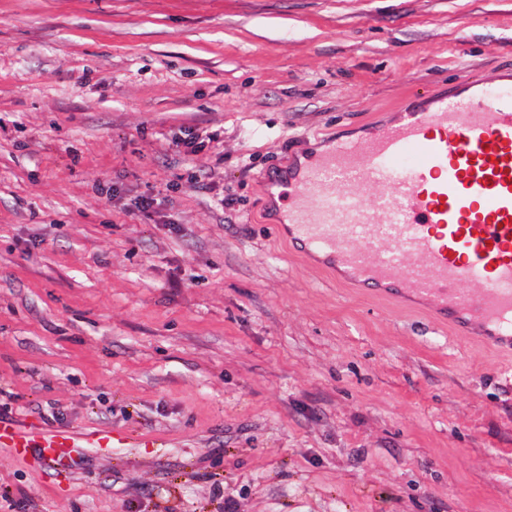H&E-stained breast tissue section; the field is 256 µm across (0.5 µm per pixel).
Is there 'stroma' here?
I'll return each instance as SVG.
<instances>
[{
    "instance_id": "35a3bbf8",
    "label": "stroma",
    "mask_w": 512,
    "mask_h": 512,
    "mask_svg": "<svg viewBox=\"0 0 512 512\" xmlns=\"http://www.w3.org/2000/svg\"><path fill=\"white\" fill-rule=\"evenodd\" d=\"M509 69L512 0H0V418L124 437L0 447V512H512V359L303 258L266 183Z\"/></svg>"
}]
</instances>
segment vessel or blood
Returning a JSON list of instances; mask_svg holds the SVG:
<instances>
[{"label":"vessel or blood","mask_w":512,"mask_h":512,"mask_svg":"<svg viewBox=\"0 0 512 512\" xmlns=\"http://www.w3.org/2000/svg\"><path fill=\"white\" fill-rule=\"evenodd\" d=\"M283 219L306 253L352 282L428 303L474 346L512 353V84L461 78L405 101L367 138L340 140L288 174ZM31 428L0 420V447ZM53 456L81 437L40 430Z\"/></svg>","instance_id":"obj_1"}]
</instances>
